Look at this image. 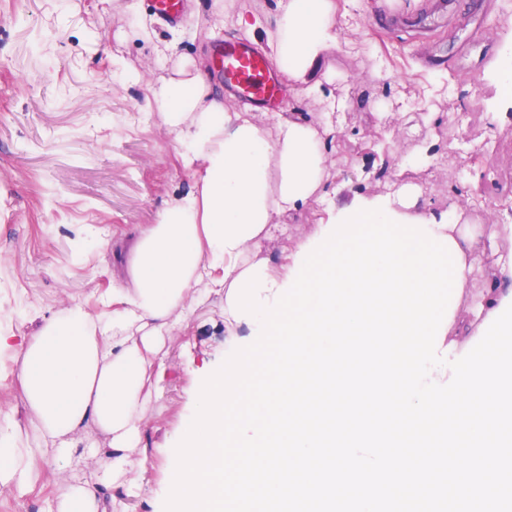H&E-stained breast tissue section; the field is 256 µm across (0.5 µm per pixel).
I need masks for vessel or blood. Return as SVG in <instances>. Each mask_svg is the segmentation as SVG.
Segmentation results:
<instances>
[{
	"instance_id": "b4317fda",
	"label": "vessel or blood",
	"mask_w": 512,
	"mask_h": 512,
	"mask_svg": "<svg viewBox=\"0 0 512 512\" xmlns=\"http://www.w3.org/2000/svg\"><path fill=\"white\" fill-rule=\"evenodd\" d=\"M216 64L228 88L255 102L273 103L283 92L272 61L241 42L224 41Z\"/></svg>"
}]
</instances>
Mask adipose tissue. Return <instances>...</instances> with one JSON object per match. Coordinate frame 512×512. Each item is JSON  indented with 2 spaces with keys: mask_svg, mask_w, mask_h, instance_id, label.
I'll list each match as a JSON object with an SVG mask.
<instances>
[{
  "mask_svg": "<svg viewBox=\"0 0 512 512\" xmlns=\"http://www.w3.org/2000/svg\"><path fill=\"white\" fill-rule=\"evenodd\" d=\"M335 15L334 0H278L272 22L241 14L236 24L264 43L280 70L306 79L316 99L322 54L336 43ZM146 92L193 188L132 240L83 228L76 251L97 247L116 270L102 312L73 301L19 336L13 312L0 308V371L12 374L27 410L20 420L0 406V487L31 486L51 469L58 477L52 512H131L132 483L147 464L139 450L152 402L146 386L167 340L257 263L273 216L328 193L324 141L304 117L267 130L252 112L225 105L191 60L147 82ZM421 218L433 234L452 237L463 265L472 264L479 242L462 234L456 206ZM80 432L100 440L79 450Z\"/></svg>",
  "mask_w": 512,
  "mask_h": 512,
  "instance_id": "adipose-tissue-1",
  "label": "adipose tissue"
}]
</instances>
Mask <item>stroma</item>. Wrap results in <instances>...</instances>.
<instances>
[{
	"mask_svg": "<svg viewBox=\"0 0 512 512\" xmlns=\"http://www.w3.org/2000/svg\"><path fill=\"white\" fill-rule=\"evenodd\" d=\"M232 14L272 20L277 0H227ZM336 46L323 56L324 94L305 96L303 80L282 75L280 106L260 107V125L275 127L297 113L317 123L337 122L324 137L330 184L347 194L393 192L406 156L427 153L454 135V113L475 109L467 138L480 142L494 126L497 148L448 156L418 167L417 210H463L470 234L492 225L498 248L512 236L497 221V205L512 203V111L493 120L495 89L488 73L512 37V0H465L464 15L482 18L484 34L469 24L449 26L444 0H335ZM230 18L218 21L208 0H189L179 26L159 24L149 0H0V300L48 316L71 299L99 311L112 290L109 255L75 258L71 241L83 225L121 237L153 223L158 209L189 191L193 177L178 165L173 138L147 109L141 85L113 80L117 63L156 79L184 60L209 59L220 41L240 38ZM385 167L371 181L366 166ZM339 197L311 200L280 217L259 255L277 266L298 249ZM224 361L220 299L193 315L165 346L161 395L149 409L142 447L146 473L136 512H156L175 437L193 414L201 377ZM58 479L42 471L28 489L0 488V512H45Z\"/></svg>",
	"mask_w": 512,
	"mask_h": 512,
	"instance_id": "35a3bbf8",
	"label": "stroma"
}]
</instances>
